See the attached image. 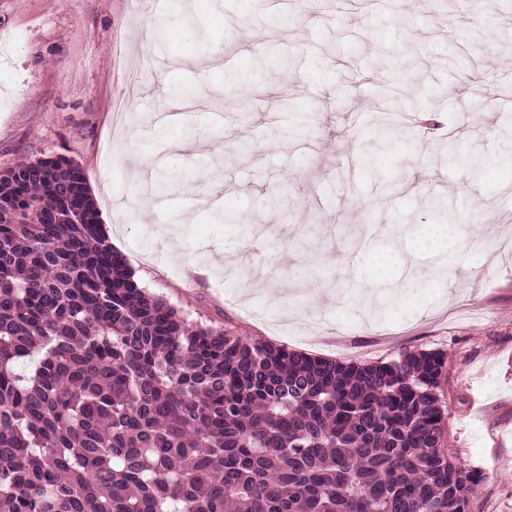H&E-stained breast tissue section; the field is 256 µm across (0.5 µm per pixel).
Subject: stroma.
<instances>
[{
	"label": "stroma",
	"instance_id": "1",
	"mask_svg": "<svg viewBox=\"0 0 512 512\" xmlns=\"http://www.w3.org/2000/svg\"><path fill=\"white\" fill-rule=\"evenodd\" d=\"M401 5L0 0V170L74 159L112 248L189 322L340 361L443 352L445 444L484 477L468 512H512V0ZM398 68L406 118L381 148ZM433 196L462 221L441 255L415 245Z\"/></svg>",
	"mask_w": 512,
	"mask_h": 512
}]
</instances>
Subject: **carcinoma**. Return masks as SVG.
Masks as SVG:
<instances>
[{
    "label": "carcinoma",
    "instance_id": "1",
    "mask_svg": "<svg viewBox=\"0 0 512 512\" xmlns=\"http://www.w3.org/2000/svg\"><path fill=\"white\" fill-rule=\"evenodd\" d=\"M445 364L190 324L134 280L74 161L0 170V512H467L482 476L445 448Z\"/></svg>",
    "mask_w": 512,
    "mask_h": 512
}]
</instances>
